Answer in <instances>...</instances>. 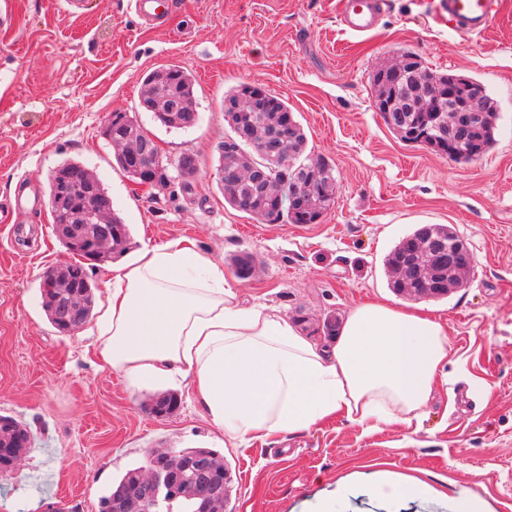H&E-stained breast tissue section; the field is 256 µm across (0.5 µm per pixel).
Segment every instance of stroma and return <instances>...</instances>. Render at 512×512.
<instances>
[{
    "label": "stroma",
    "instance_id": "stroma-1",
    "mask_svg": "<svg viewBox=\"0 0 512 512\" xmlns=\"http://www.w3.org/2000/svg\"><path fill=\"white\" fill-rule=\"evenodd\" d=\"M0 21V204L18 184L44 197L50 171L76 160L107 188L130 229L125 252L95 265L103 289L113 264L143 243L184 238L234 273L233 256L260 264L240 280L243 303L278 308L326 346V317L344 322L365 301L415 306L396 292L384 259L419 223L451 225L474 255L465 287L426 300L448 325L452 386H437L421 425L367 433L342 422L238 447L190 395L188 382L131 384L85 358L94 322L55 331L41 278L72 261L49 208L0 223V415L29 427L21 463L0 473V512H101L113 481L157 448L202 447L230 475L226 512H384L368 494L382 473L442 491L466 487L491 512H512V0L480 36L459 37L436 19L439 0H386L376 29L344 31L336 0H178L164 30L147 28L131 0H10ZM434 72L479 83L497 107L495 143L458 163L392 132L375 106L373 75L401 53ZM169 64L193 74L198 123L165 127L139 107L144 77ZM241 83L284 98L307 151L336 167L333 204L316 224H262L224 200L220 146L229 129L224 94ZM137 120L156 142L165 183L140 185L119 171L104 134L108 115ZM196 157L181 176L176 161ZM171 392L165 417L149 409ZM345 497H337L338 485Z\"/></svg>",
    "mask_w": 512,
    "mask_h": 512
}]
</instances>
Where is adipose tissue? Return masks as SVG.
<instances>
[{
	"instance_id": "1",
	"label": "adipose tissue",
	"mask_w": 512,
	"mask_h": 512,
	"mask_svg": "<svg viewBox=\"0 0 512 512\" xmlns=\"http://www.w3.org/2000/svg\"><path fill=\"white\" fill-rule=\"evenodd\" d=\"M236 288L192 244H143L111 269L93 353L133 382L189 381L214 426L242 446L333 420L416 428L448 380V330L432 311L356 306L326 349L276 308L243 304ZM370 493L389 507L442 495L412 477L379 478Z\"/></svg>"
}]
</instances>
